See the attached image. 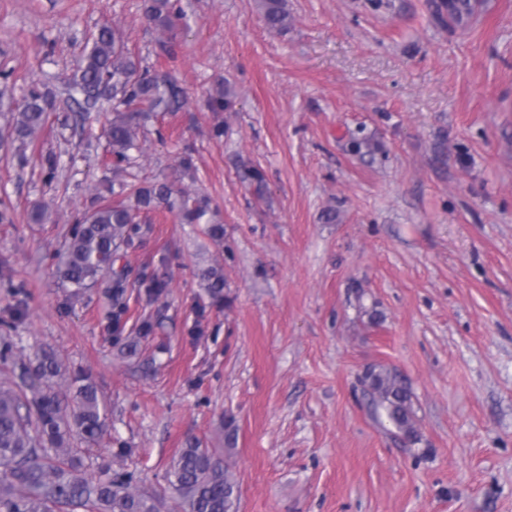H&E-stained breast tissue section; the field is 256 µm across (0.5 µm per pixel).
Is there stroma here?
I'll return each instance as SVG.
<instances>
[{
    "label": "stroma",
    "mask_w": 512,
    "mask_h": 512,
    "mask_svg": "<svg viewBox=\"0 0 512 512\" xmlns=\"http://www.w3.org/2000/svg\"><path fill=\"white\" fill-rule=\"evenodd\" d=\"M429 3L288 0L279 33L258 0H181L172 59L142 0H0V320L21 310L24 354L48 347L92 376L109 410L93 456L131 448L120 464L165 492L162 512H177L166 476L193 437L234 472L238 512H512V0H470L454 25ZM105 24L188 97L148 121L133 175L194 187L224 226L216 243L145 214L116 262L124 335L153 325L131 358L102 289L77 296L55 275L76 215L112 195L110 113L81 123L57 105L23 164L8 124L32 84L62 93ZM225 81L233 110L208 111ZM214 265L220 304L197 276ZM144 272L166 285L158 301ZM374 368L408 385L416 444L374 417Z\"/></svg>",
    "instance_id": "1"
}]
</instances>
